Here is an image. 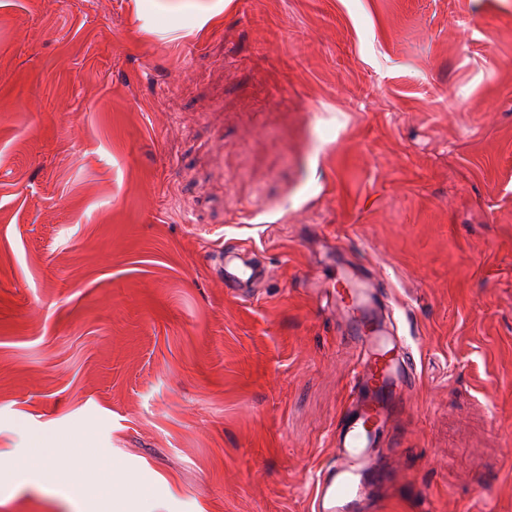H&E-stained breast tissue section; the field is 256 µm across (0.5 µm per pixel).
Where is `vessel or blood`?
I'll use <instances>...</instances> for the list:
<instances>
[{"instance_id":"1","label":"vessel or blood","mask_w":512,"mask_h":512,"mask_svg":"<svg viewBox=\"0 0 512 512\" xmlns=\"http://www.w3.org/2000/svg\"><path fill=\"white\" fill-rule=\"evenodd\" d=\"M260 274V268L238 256L224 263L229 288L246 287ZM330 296L337 312L354 324L363 351L351 374V406L336 426V460L314 480L313 510L363 512L369 491L382 490L389 479L377 464L376 450L412 393L416 376L406 342L384 333L373 289L352 284L340 273Z\"/></svg>"}]
</instances>
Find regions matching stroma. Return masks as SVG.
<instances>
[{
	"label": "stroma",
	"mask_w": 512,
	"mask_h": 512,
	"mask_svg": "<svg viewBox=\"0 0 512 512\" xmlns=\"http://www.w3.org/2000/svg\"><path fill=\"white\" fill-rule=\"evenodd\" d=\"M156 2L0 0V512H88L9 479L67 434L161 512H311L339 267L418 375L371 512H512V0ZM224 285L226 288H245L257 277L267 275L256 265L239 256H231L224 263Z\"/></svg>",
	"instance_id": "stroma-1"
}]
</instances>
